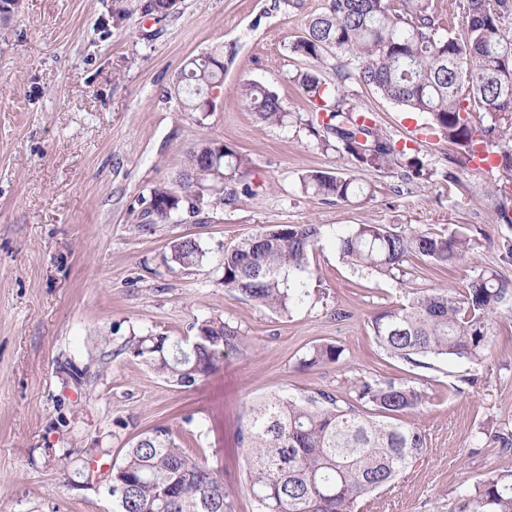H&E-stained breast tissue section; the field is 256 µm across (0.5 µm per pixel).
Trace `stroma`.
Here are the masks:
<instances>
[{"label":"stroma","instance_id":"35a3bbf8","mask_svg":"<svg viewBox=\"0 0 512 512\" xmlns=\"http://www.w3.org/2000/svg\"><path fill=\"white\" fill-rule=\"evenodd\" d=\"M149 2L21 0L0 31V512H113L102 487L73 484L82 449H109L117 463L161 425L223 466L233 512H258L237 444L251 405L275 394L342 396L356 375L408 380L427 395L407 416L426 453L365 512H454L465 480L511 477L501 438L512 434V312L495 316L494 350L478 365L415 367L387 355L370 329L412 289L460 290L482 269L512 280L504 249L512 227L499 223L490 194L500 171L455 164L456 147L429 133L422 114L356 81L348 96L432 178L409 176L403 160L364 170L345 151L318 147L298 84L317 64L290 46L325 0H180L163 17L147 12ZM212 52L224 56V85L209 111H184L181 72ZM252 82L274 85L284 124L259 123L247 109ZM203 140L246 156L252 195L233 204L214 196L198 216L178 212L141 229L154 188H178L190 148ZM308 170L360 176L371 193L322 200L301 187ZM281 224L323 232L285 315L222 281L225 249ZM361 224L439 235L463 226L477 262L442 268L414 257L403 281L381 277L336 250L337 235ZM183 238L205 252L196 267L170 260ZM209 317L238 325L245 345L197 387L165 380L125 348L134 336L192 335L193 322ZM318 343L340 346V361L303 365ZM54 448L72 449L68 470L49 463Z\"/></svg>","mask_w":512,"mask_h":512}]
</instances>
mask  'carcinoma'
I'll return each mask as SVG.
<instances>
[{
  "label": "carcinoma",
  "instance_id": "carcinoma-1",
  "mask_svg": "<svg viewBox=\"0 0 512 512\" xmlns=\"http://www.w3.org/2000/svg\"><path fill=\"white\" fill-rule=\"evenodd\" d=\"M466 32L440 35L433 0H327L309 20L291 52L331 67L336 83L306 71L298 82L307 95L309 126L323 148L343 149L363 169L385 170L401 150L342 87L356 79L383 98L426 115L428 124L459 149L458 165L512 139V39L504 22L512 0H456ZM184 108L203 112L206 95L224 83L218 55L194 58L182 76ZM259 122L279 125L287 117L279 94L253 83L246 94ZM491 117L485 125L474 114ZM192 152L180 187H159L151 195L171 212L195 214L207 203L206 187L224 177L225 201L251 194L244 182L247 159L227 145L206 140ZM302 188L326 201L347 202L362 192L356 176L309 170ZM322 240L319 224L263 228L224 250V289L275 313L286 314L300 299L293 280L309 269ZM342 260L379 276L396 279L403 263L418 256L437 266L475 260L465 232L438 235L386 224H361L336 236ZM199 243L186 238L173 245L182 268L202 262ZM512 301V281L494 271L472 278L463 291L417 288L407 303L373 317L371 331L388 354L415 366L426 358L480 364L493 345L492 321ZM195 335L136 336L128 351L163 378L193 388L213 373L224 356L243 344L241 330L220 317L193 323ZM343 349L333 344L310 348L303 363L334 364ZM426 402L407 381L359 376L350 380L348 398L325 391L310 396H271L255 404L240 429L249 459L248 483L259 512H364L369 497L399 480L427 448L425 436L400 416ZM113 512H233L224 470L210 466L181 446L165 426L143 434L112 465ZM456 512H512V482L487 477L463 488Z\"/></svg>",
  "mask_w": 512,
  "mask_h": 512
}]
</instances>
